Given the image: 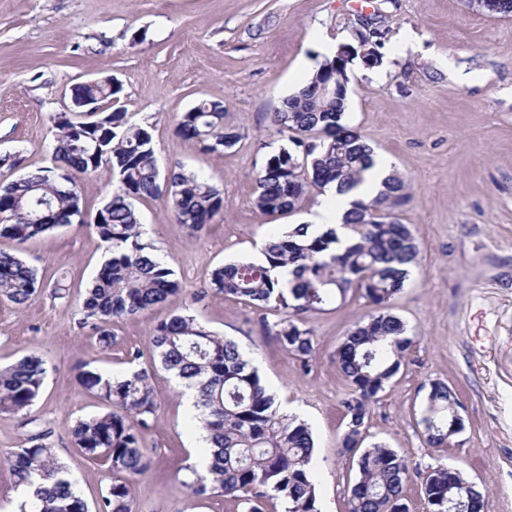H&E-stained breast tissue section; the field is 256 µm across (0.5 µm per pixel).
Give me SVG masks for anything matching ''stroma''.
<instances>
[{
	"label": "stroma",
	"mask_w": 512,
	"mask_h": 512,
	"mask_svg": "<svg viewBox=\"0 0 512 512\" xmlns=\"http://www.w3.org/2000/svg\"><path fill=\"white\" fill-rule=\"evenodd\" d=\"M377 10L387 31L381 62L348 64L346 121L409 179L412 198L398 216L421 253L395 302L415 341L371 404L364 435L428 463L427 392L432 381L447 383L463 406L465 430L439 459L485 489L483 512H512V17L475 11L468 0H0V154L22 158L20 167H0V183L50 165L51 116L68 111L73 84L112 77L123 85L120 108L151 123L161 169L203 174L224 196L223 211L195 234L176 223L163 199L135 200L146 239L170 259L180 291L113 323L107 350L80 323L106 258L93 228L75 223L21 246L0 239V249L45 283L25 306L0 301V363L30 351L45 359L44 390L29 414L50 431L88 503L109 473L72 446L69 431L102 405L75 384L73 368L119 373L127 351L137 349L159 401L144 436L153 465L135 484V512H247L232 498L196 501L184 485L200 447L149 333L172 315L192 314L236 341L278 405L309 424L319 506L348 512L356 462L340 455L339 439L351 388L336 350L369 313L366 299L354 292L306 319L314 352L304 363L265 329L279 312L209 291L208 273L236 258H260L276 228L305 223L316 210L314 191L280 216L253 204L264 156L283 144L269 114L320 65L324 44L349 42L359 17ZM406 37L415 48L398 53ZM202 99L223 103L225 125L241 135L223 155L202 153L174 133L180 114ZM60 278L64 298L51 293Z\"/></svg>",
	"instance_id": "35a3bbf8"
}]
</instances>
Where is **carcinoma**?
<instances>
[{
  "label": "carcinoma",
  "instance_id": "obj_1",
  "mask_svg": "<svg viewBox=\"0 0 512 512\" xmlns=\"http://www.w3.org/2000/svg\"><path fill=\"white\" fill-rule=\"evenodd\" d=\"M471 3L491 15L512 12V0ZM356 36L378 56L385 38L382 26L373 22ZM345 80L346 67L327 58L270 114L275 133L288 138L294 148L266 156L253 199L260 211L291 212L312 189L334 185L345 193L364 183L375 154L360 132L344 121L347 89L313 99L320 83ZM122 91L120 83L107 79L77 84L71 95L109 103L119 100ZM52 120L53 164L0 184V238L22 244L57 228V221L72 223L83 214L76 175L109 172L112 195L97 210L93 225L109 257L89 289L80 319L98 343L109 348L113 322L151 310L180 291L174 270L143 242L145 230L133 201L163 196L177 223L199 232L224 209V198L195 173L161 172L151 124L120 108L89 115L60 112ZM175 134L218 155L241 139L224 125V106L217 101H202L182 113ZM409 187V180L394 172L374 197L356 202L344 220L345 244L334 228L321 232L311 224H292L269 237L264 263L240 259L209 272L213 291L279 311V320L264 327H272L282 348L303 362L314 349L310 331L304 328L306 315L323 312L337 300L345 302L354 288L373 306L336 351V366L352 388L343 401L351 431L340 438L342 452L361 447L370 404L400 370L413 344L404 321L392 311L420 255L409 225L395 214L409 202ZM285 269L292 275L286 285L280 278ZM42 289L35 269L0 250L1 300L23 306ZM150 344L163 369L197 390L199 414L188 426L201 423L210 447L205 449L204 471L190 468L186 486L192 496L241 498L250 504V512H321L310 427L280 412L257 368L244 360L234 341L210 331L193 315L178 314L152 329ZM138 359L139 351L128 352L129 368L117 374L85 365L74 368L75 383L103 403L102 411L79 419L70 431L75 448L108 464L109 484L95 512H133L135 482L151 468L143 436L151 428L158 394L150 373L137 368ZM46 377V362L36 353L0 367V415L32 423L28 413ZM458 404L447 384L430 385L422 418L427 452L447 447L456 436L450 408ZM47 438L44 431L29 435L25 446L6 459L15 484L27 489L20 512H90ZM413 475L420 481L427 512H482L484 493L476 485L466 490L469 480L461 472L450 481L448 464L414 465L383 443L364 448L360 456L349 512H401Z\"/></svg>",
  "mask_w": 512,
  "mask_h": 512
}]
</instances>
